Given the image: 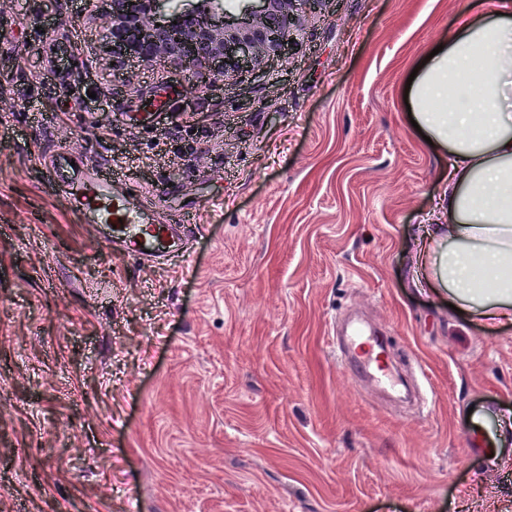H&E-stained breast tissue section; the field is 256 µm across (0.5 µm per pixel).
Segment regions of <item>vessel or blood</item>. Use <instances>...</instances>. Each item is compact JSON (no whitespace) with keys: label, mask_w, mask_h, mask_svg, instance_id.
<instances>
[{"label":"vessel or blood","mask_w":512,"mask_h":512,"mask_svg":"<svg viewBox=\"0 0 512 512\" xmlns=\"http://www.w3.org/2000/svg\"><path fill=\"white\" fill-rule=\"evenodd\" d=\"M45 169L49 185L67 189L77 211L93 223L109 226L108 241L113 249L150 261L185 249L187 241L178 227L188 223V216H179L174 224L155 223L117 190L114 170L88 171L83 155L72 152L50 161ZM386 347L385 339L354 328L337 345L336 358L357 373L380 382L391 373L383 358Z\"/></svg>","instance_id":"obj_1"}]
</instances>
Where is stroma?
Returning <instances> with one entry per match:
<instances>
[{
    "instance_id": "stroma-1",
    "label": "stroma",
    "mask_w": 512,
    "mask_h": 512,
    "mask_svg": "<svg viewBox=\"0 0 512 512\" xmlns=\"http://www.w3.org/2000/svg\"><path fill=\"white\" fill-rule=\"evenodd\" d=\"M477 2L336 0L265 74L192 89L101 58L110 0H0V512H512V322L413 284L447 158L405 88ZM58 151L192 215L189 255L113 252ZM349 315L421 405L337 362Z\"/></svg>"
}]
</instances>
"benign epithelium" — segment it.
<instances>
[{"label":"benign epithelium","instance_id":"1","mask_svg":"<svg viewBox=\"0 0 512 512\" xmlns=\"http://www.w3.org/2000/svg\"><path fill=\"white\" fill-rule=\"evenodd\" d=\"M101 40L112 62L170 65L193 87L265 72L286 57L304 26L333 0H245L233 14L225 0H110Z\"/></svg>","mask_w":512,"mask_h":512}]
</instances>
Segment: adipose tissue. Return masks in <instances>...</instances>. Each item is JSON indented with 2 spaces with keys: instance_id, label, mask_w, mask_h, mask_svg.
Masks as SVG:
<instances>
[{
  "instance_id": "obj_1",
  "label": "adipose tissue",
  "mask_w": 512,
  "mask_h": 512,
  "mask_svg": "<svg viewBox=\"0 0 512 512\" xmlns=\"http://www.w3.org/2000/svg\"><path fill=\"white\" fill-rule=\"evenodd\" d=\"M409 97L422 135L450 156L440 206L453 244L438 277L476 315L512 316V0H484Z\"/></svg>"
}]
</instances>
